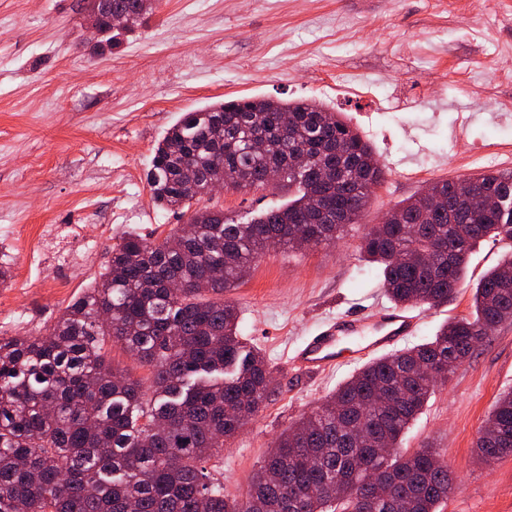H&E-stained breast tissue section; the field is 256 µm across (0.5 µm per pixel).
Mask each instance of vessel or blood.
<instances>
[{
	"instance_id": "obj_1",
	"label": "vessel or blood",
	"mask_w": 512,
	"mask_h": 512,
	"mask_svg": "<svg viewBox=\"0 0 512 512\" xmlns=\"http://www.w3.org/2000/svg\"><path fill=\"white\" fill-rule=\"evenodd\" d=\"M417 321L400 308H386L376 315H349L323 326L294 356L299 368L319 372L344 363L339 347L346 336L365 337V351L381 353L415 335Z\"/></svg>"
}]
</instances>
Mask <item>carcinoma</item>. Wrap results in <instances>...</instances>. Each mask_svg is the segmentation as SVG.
<instances>
[{
	"instance_id": "carcinoma-1",
	"label": "carcinoma",
	"mask_w": 512,
	"mask_h": 512,
	"mask_svg": "<svg viewBox=\"0 0 512 512\" xmlns=\"http://www.w3.org/2000/svg\"><path fill=\"white\" fill-rule=\"evenodd\" d=\"M102 36L120 45L153 14V0H89ZM126 24L113 28L109 15ZM280 186L298 197L246 223L195 201L217 182ZM385 178L372 146L337 113L307 100L242 98L184 113L154 149L148 184L160 207L191 212L156 243L127 233L98 279L38 336L0 337V512H438L455 487L431 448L399 444L436 389L489 332L512 322V255L473 291V312L421 344L372 360L282 433L229 504L206 467L224 440L265 405L270 376L247 345L224 293L271 245L330 243L358 223ZM500 207L451 201L434 181L363 225L361 252L380 267L390 300L439 307L465 281L477 243L512 232V171L469 178ZM150 371L141 381L108 363L106 339ZM391 449L380 455L376 449ZM478 460L512 453V390L500 394L475 442ZM386 496L375 495L370 477Z\"/></svg>"
}]
</instances>
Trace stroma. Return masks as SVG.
<instances>
[{
    "label": "stroma",
    "mask_w": 512,
    "mask_h": 512,
    "mask_svg": "<svg viewBox=\"0 0 512 512\" xmlns=\"http://www.w3.org/2000/svg\"><path fill=\"white\" fill-rule=\"evenodd\" d=\"M115 49L86 39L88 0H0V336H35L104 267L125 233L161 241L185 223L158 208L147 171L185 112L245 97L308 99L341 113L385 167L363 222L429 183L512 171V0H154ZM287 188L228 189V218L285 206ZM361 230L302 251L268 249L225 295L264 355L271 394L207 463L228 500L245 498L279 435L355 365L300 371L296 350L326 320L388 303ZM481 242L448 304L416 307L413 343L470 314L503 258ZM512 389V323L498 327L429 398L403 448L435 449L455 490L441 512H512V455L477 460L480 428Z\"/></svg>",
    "instance_id": "1"
}]
</instances>
